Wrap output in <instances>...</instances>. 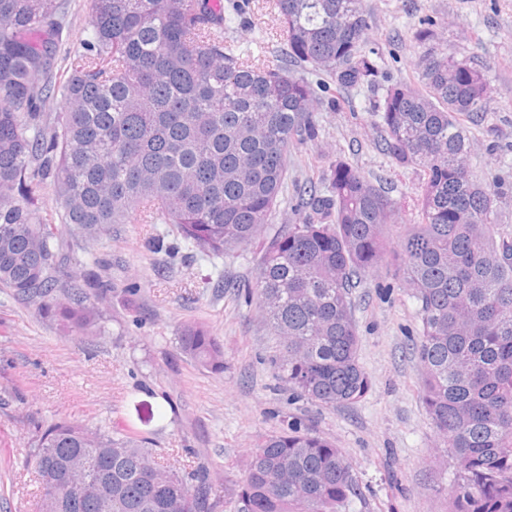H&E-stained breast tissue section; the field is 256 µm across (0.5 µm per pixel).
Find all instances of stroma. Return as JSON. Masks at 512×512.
<instances>
[{
    "instance_id": "obj_1",
    "label": "stroma",
    "mask_w": 512,
    "mask_h": 512,
    "mask_svg": "<svg viewBox=\"0 0 512 512\" xmlns=\"http://www.w3.org/2000/svg\"><path fill=\"white\" fill-rule=\"evenodd\" d=\"M224 0V37L243 58L275 61L276 23L263 0ZM372 16L367 45L383 74L349 91L323 93L316 138L296 142L288 181L323 193L332 162L343 159L373 183L391 188L398 216L386 235L398 241L417 223L423 175L392 165L371 112L387 77L412 73L422 21L443 27L440 49L471 59L493 93L467 119L471 170L499 182L500 234L512 236V0H365ZM167 224H116L94 247L112 284L99 298L105 330L85 338L40 317L0 288V512H34L40 487L28 453L40 427L58 419L120 430L134 426L161 464L205 466L217 489L215 512H233L229 490L245 475L267 435L298 424L335 443L358 484L350 512H448L452 471L440 466V438L422 403V368L412 352L415 306L383 260L353 291L359 359L371 388L361 401L325 408L279 379L276 339L243 287L254 282L259 243L211 259L172 251ZM204 323L224 342V370L181 353L178 331Z\"/></svg>"
}]
</instances>
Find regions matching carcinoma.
Returning a JSON list of instances; mask_svg holds the SVG:
<instances>
[{
  "mask_svg": "<svg viewBox=\"0 0 512 512\" xmlns=\"http://www.w3.org/2000/svg\"><path fill=\"white\" fill-rule=\"evenodd\" d=\"M88 17L54 68L68 0H0V288L72 332L96 336L104 289L98 265L75 278L64 250L86 253L137 211L172 224L174 249L220 258L261 235L281 202L288 148L318 132L321 82L367 83L379 53L366 46L364 0H268L280 17L286 64H255L224 41V0H87ZM415 75L388 85L372 109L382 151L423 172L416 224L394 256L420 322L415 355L422 402L455 467L448 512H512V237L498 236L499 184L467 163L462 118L485 111L492 88L467 59L438 48L434 22L413 33ZM51 189L68 237L42 214ZM302 224L262 242L247 294L281 349L278 375L324 407L370 389L359 360L352 291L386 250L397 203L344 160ZM181 352L224 370V347L202 323L179 330ZM38 512H102L106 473L112 512H214L202 470L162 466L127 428L91 430L67 419L30 450ZM357 482L336 445L296 425L267 436L233 489L237 512H347Z\"/></svg>",
  "mask_w": 512,
  "mask_h": 512,
  "instance_id": "obj_1",
  "label": "carcinoma"
}]
</instances>
